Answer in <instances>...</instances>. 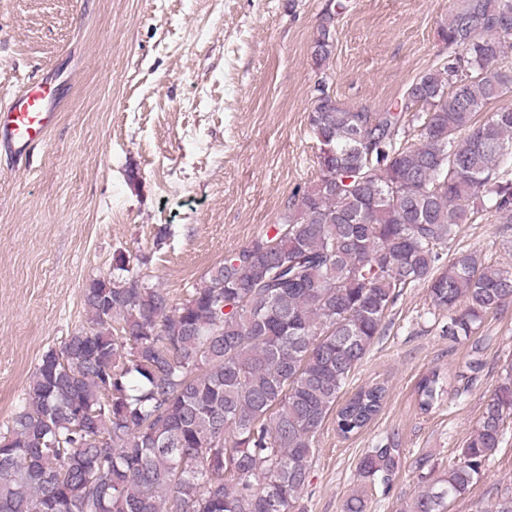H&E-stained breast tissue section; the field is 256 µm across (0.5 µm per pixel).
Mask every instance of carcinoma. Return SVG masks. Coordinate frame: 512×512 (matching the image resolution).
I'll use <instances>...</instances> for the list:
<instances>
[{
    "instance_id": "1",
    "label": "carcinoma",
    "mask_w": 512,
    "mask_h": 512,
    "mask_svg": "<svg viewBox=\"0 0 512 512\" xmlns=\"http://www.w3.org/2000/svg\"><path fill=\"white\" fill-rule=\"evenodd\" d=\"M448 50L399 101L369 112L314 97L318 178L281 221L228 252L172 304L130 258L84 289L89 326L44 353L0 432V512H299L315 439L331 412L343 437L379 412L374 383L339 403L402 292L428 286L451 341L512 305V266L441 248L489 214L512 223V92L500 65L512 0H458L437 32ZM334 20L316 27L325 73ZM420 127L418 141L406 126ZM420 408L447 389L436 372ZM512 415V372L486 400L457 461L430 468L404 512H448L478 480ZM402 452L359 470L387 484ZM475 512H512V494Z\"/></svg>"
}]
</instances>
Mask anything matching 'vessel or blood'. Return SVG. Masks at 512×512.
<instances>
[{"label":"vessel or blood","mask_w":512,"mask_h":512,"mask_svg":"<svg viewBox=\"0 0 512 512\" xmlns=\"http://www.w3.org/2000/svg\"><path fill=\"white\" fill-rule=\"evenodd\" d=\"M56 88L27 86L0 103V152L24 157L40 145L57 119Z\"/></svg>","instance_id":"obj_1"}]
</instances>
